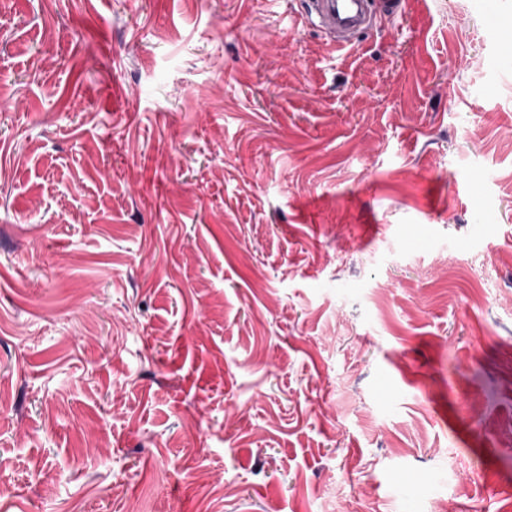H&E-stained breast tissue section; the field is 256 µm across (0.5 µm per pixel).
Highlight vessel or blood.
Here are the masks:
<instances>
[{"label": "vessel or blood", "instance_id": "1", "mask_svg": "<svg viewBox=\"0 0 512 512\" xmlns=\"http://www.w3.org/2000/svg\"><path fill=\"white\" fill-rule=\"evenodd\" d=\"M307 14L317 18L321 32L339 48L354 45L371 20L368 0H307Z\"/></svg>", "mask_w": 512, "mask_h": 512}]
</instances>
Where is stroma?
<instances>
[{
    "mask_svg": "<svg viewBox=\"0 0 512 512\" xmlns=\"http://www.w3.org/2000/svg\"><path fill=\"white\" fill-rule=\"evenodd\" d=\"M502 0H0V512H512ZM307 17L336 48L353 46L370 25L368 0H307Z\"/></svg>",
    "mask_w": 512,
    "mask_h": 512,
    "instance_id": "obj_1",
    "label": "stroma"
}]
</instances>
